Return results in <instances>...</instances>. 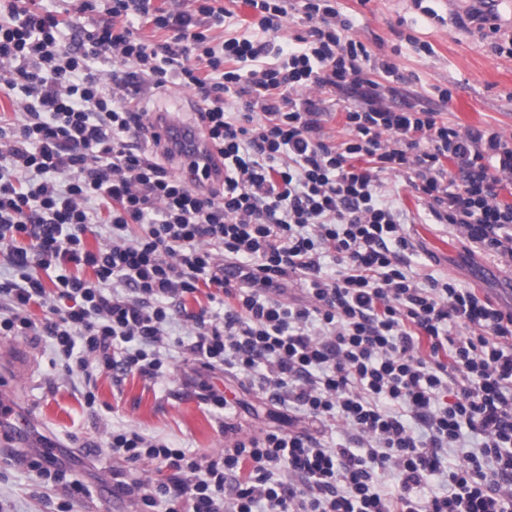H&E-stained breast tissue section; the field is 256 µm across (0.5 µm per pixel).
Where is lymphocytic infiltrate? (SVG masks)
Returning a JSON list of instances; mask_svg holds the SVG:
<instances>
[{"mask_svg": "<svg viewBox=\"0 0 512 512\" xmlns=\"http://www.w3.org/2000/svg\"><path fill=\"white\" fill-rule=\"evenodd\" d=\"M192 2L81 0L80 24L0 0V90L14 111L0 116V256L17 274L0 281V335L50 338L69 375L155 380L179 312L192 324L182 352L245 375L288 420H332L359 440L249 435L228 419L223 452L198 455L115 429L113 454L170 471L149 485L115 473L137 512H512V310L418 277L403 213L382 194L385 175L404 176L436 223L512 259V202L499 198L512 148L398 101V66L372 56L332 0H305L308 31L277 62L286 0H244L262 37L218 48L208 32L229 11ZM143 24L165 39L144 40ZM172 85L199 96L195 127L224 164L209 191L171 173L174 153L154 139L145 101ZM327 90L358 96L337 145L321 134ZM102 227L106 244L88 248ZM53 266L45 284L37 271ZM296 277L305 292L291 300ZM203 287L207 306L187 310ZM33 305L50 318L33 321ZM467 429L478 449L461 446ZM443 470L447 492L422 496Z\"/></svg>", "mask_w": 512, "mask_h": 512, "instance_id": "f902f5d3", "label": "lymphocytic infiltrate"}]
</instances>
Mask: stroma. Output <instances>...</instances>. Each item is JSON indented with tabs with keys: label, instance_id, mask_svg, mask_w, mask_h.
Instances as JSON below:
<instances>
[{
	"label": "stroma",
	"instance_id": "35a3bbf8",
	"mask_svg": "<svg viewBox=\"0 0 512 512\" xmlns=\"http://www.w3.org/2000/svg\"><path fill=\"white\" fill-rule=\"evenodd\" d=\"M337 7L352 21L357 40L394 59L412 101L439 106L448 123L489 126L512 142V31L485 39L469 19L476 0H337ZM441 88L451 90L450 103L440 104ZM383 195L404 214L414 245L413 271L453 279L512 309V263L473 251L454 226L434 223L405 178L387 177ZM171 354L168 374L156 380L130 375L117 383L111 373H97L90 383L97 400L90 408L81 395L88 383L64 374L49 339L0 335V390L13 389L15 414L27 421L12 444L0 445L5 512H56L62 498L53 480L28 466L48 445L65 464L83 471L92 491L71 512H130L129 498L112 491L113 472L129 469L144 481L158 472L155 464L130 466L113 456L109 431L130 426L195 453L222 451L224 414L197 397L203 382L224 393L243 432L282 426L278 407L244 377L206 369L176 348Z\"/></svg>",
	"mask_w": 512,
	"mask_h": 512
}]
</instances>
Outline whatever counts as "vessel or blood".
I'll return each mask as SVG.
<instances>
[{
    "mask_svg": "<svg viewBox=\"0 0 512 512\" xmlns=\"http://www.w3.org/2000/svg\"><path fill=\"white\" fill-rule=\"evenodd\" d=\"M151 121L161 141L169 143L180 152L183 162L179 172L192 185H209L223 179V165L217 160L206 159L201 143L194 132L177 123L166 112L153 113Z\"/></svg>",
    "mask_w": 512,
    "mask_h": 512,
    "instance_id": "obj_1",
    "label": "vessel or blood"
}]
</instances>
